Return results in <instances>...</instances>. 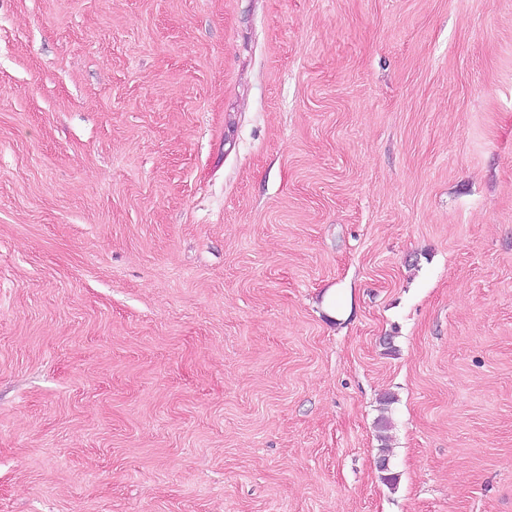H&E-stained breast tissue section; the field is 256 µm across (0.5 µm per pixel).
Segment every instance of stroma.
<instances>
[{
  "label": "stroma",
  "mask_w": 512,
  "mask_h": 512,
  "mask_svg": "<svg viewBox=\"0 0 512 512\" xmlns=\"http://www.w3.org/2000/svg\"><path fill=\"white\" fill-rule=\"evenodd\" d=\"M0 512H512V0H0Z\"/></svg>",
  "instance_id": "obj_1"
}]
</instances>
